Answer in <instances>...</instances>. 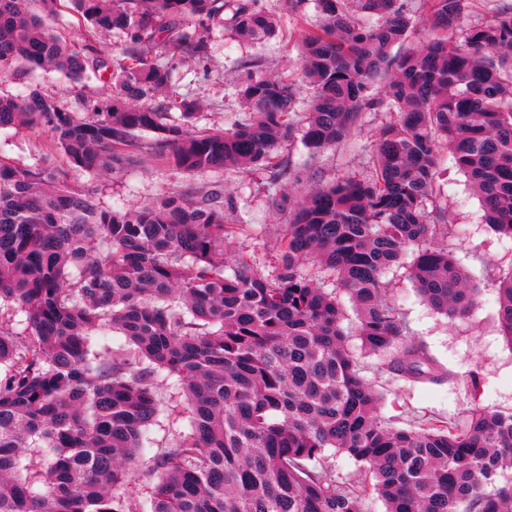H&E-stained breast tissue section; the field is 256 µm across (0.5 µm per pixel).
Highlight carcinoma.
Listing matches in <instances>:
<instances>
[{
	"instance_id": "obj_1",
	"label": "carcinoma",
	"mask_w": 512,
	"mask_h": 512,
	"mask_svg": "<svg viewBox=\"0 0 512 512\" xmlns=\"http://www.w3.org/2000/svg\"><path fill=\"white\" fill-rule=\"evenodd\" d=\"M304 33L300 111L295 84L247 69L235 93L245 119L196 130L199 104L166 95L186 58H208L209 21L223 0H0V77L29 71L79 79L109 65L101 35H125L112 102L74 112L31 91L0 97V131L43 128L53 151L30 168L0 159V512H363L362 491L318 466L329 448L369 470L387 512H512V413L481 408L464 426L429 419L398 427L349 349L400 350L395 371L431 378L433 360L387 297L385 270L417 246L410 278L434 310L464 316L477 289L434 243L430 211L445 159L482 202V222L512 242V9L459 29L472 0H423L429 36L395 55L415 30L408 0H314ZM68 6L84 20L78 47L50 25ZM235 37L274 38L279 19L244 2ZM165 55L150 57L153 45ZM181 111L182 122L170 119ZM386 108L370 171L307 191L290 208L273 270L224 242L237 233L224 186L176 188L138 206L99 205L72 173L97 180L150 155L186 176L290 169L285 143L301 131L313 160L346 143L363 112ZM151 139L140 141L138 133ZM314 264L333 288L307 276ZM498 321L512 343V275L497 286ZM357 316L343 325L341 295ZM23 313L18 332L6 319ZM110 326L130 350H91ZM184 397L187 430L148 456L149 498L129 463L165 412L159 383ZM40 453L34 476L25 461Z\"/></svg>"
}]
</instances>
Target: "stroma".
I'll return each mask as SVG.
<instances>
[{
	"label": "stroma",
	"mask_w": 512,
	"mask_h": 512,
	"mask_svg": "<svg viewBox=\"0 0 512 512\" xmlns=\"http://www.w3.org/2000/svg\"><path fill=\"white\" fill-rule=\"evenodd\" d=\"M257 4L278 16L280 31L275 39L263 45L237 43L219 17L210 24L209 66L200 67L191 59L180 66L183 78L169 94L176 99L201 102L195 120L197 127L226 128L237 117L240 106L232 81L246 64L259 65L263 72L290 80L299 77L302 35L315 24V16L298 22V9L292 0H257ZM111 83L106 73H89L76 81L55 71H43L37 88L42 95L59 99L74 110L85 99L108 100L112 94ZM390 119L389 112L380 108L364 112L351 144L329 150L305 167L298 164L305 152L301 139L287 142L283 155L292 164L291 179L296 190L303 192L343 175L365 173L372 145ZM48 149L49 138L42 128L0 133V155L10 158L17 166L36 165ZM264 180L261 173L227 169L199 173L191 183L201 189L218 181L235 196L242 209L243 223L229 241L228 252L250 253L267 267L275 262L276 243L285 225L282 215L271 206ZM72 182L78 186L93 185L100 204L108 208L119 200L129 205L148 202L183 184L184 179L176 171L148 158L139 170L131 173L95 181L77 173ZM436 186L430 204L446 208L447 220L437 225L435 241L453 252L471 282L477 285L479 292L471 313L459 318L434 311L418 295L408 267L402 265L385 274L387 295L403 309L412 339L423 343L433 357V380L405 381L392 369L388 355L365 352L358 340L350 342L363 376L382 395L381 416L400 427L430 417L460 426L475 407L512 411V345L500 332L496 304L497 282L512 271V246L502 244L497 234L482 224L481 200L462 171L453 166L440 170ZM323 465L335 475L337 482L365 487L364 512H386L384 502L368 488L366 467L331 449L327 450Z\"/></svg>",
	"instance_id": "1"
}]
</instances>
